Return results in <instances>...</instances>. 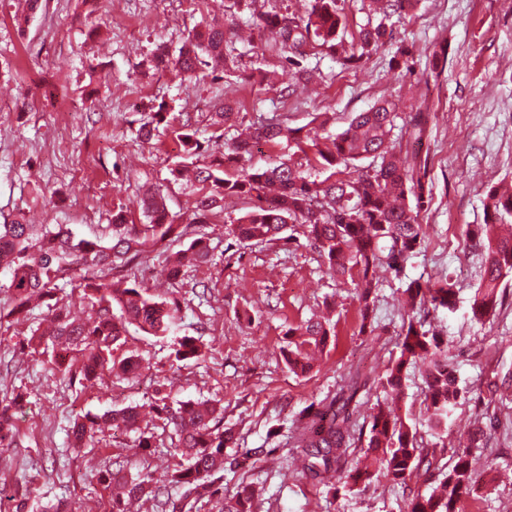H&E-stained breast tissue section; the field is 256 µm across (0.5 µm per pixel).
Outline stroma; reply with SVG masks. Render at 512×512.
I'll return each instance as SVG.
<instances>
[{
  "label": "stroma",
  "instance_id": "obj_1",
  "mask_svg": "<svg viewBox=\"0 0 512 512\" xmlns=\"http://www.w3.org/2000/svg\"><path fill=\"white\" fill-rule=\"evenodd\" d=\"M308 2L242 0L232 8L228 0H40L19 27L21 0H0V222L22 212L90 237L117 207L135 209L141 187L151 185L164 190L175 222L188 223L192 192L168 180L179 159L175 137L138 136L161 101L172 116L190 117L211 151L233 136L210 120L225 100L236 102L246 124L278 114L301 127L329 112L335 132L382 98L430 113L422 146L430 187L421 214L425 239L406 272L424 282L445 275L456 281L455 313L428 306L419 314L452 345L466 390L437 454L453 462L460 437L485 428L473 454L491 466L492 480L465 507L512 512V277L502 283L495 316L473 320L470 301L484 256L466 236L468 225L484 219L485 191L512 183V0H420L362 67L345 70L331 57L309 56L316 79L306 86L258 40L226 43L234 64L220 80L184 81L151 61L157 46L177 52L196 24L244 28L255 14L304 15ZM403 44L412 51L409 69L389 67ZM442 48L445 69L435 75L429 59ZM289 86L292 96L280 98ZM212 230L213 260L182 280L166 276L168 244L147 248L134 268L144 287L178 302L182 334L205 346L199 360L176 361L173 337L133 329L125 348L142 358L138 378L73 386L52 374L45 356L24 348L32 329L44 326L45 307L0 320V407L13 404L20 429L18 445L0 444V486L10 495L33 488L40 502L63 503L68 512H109L98 469L109 463L161 477L180 461L170 427L161 419L149 423L148 452L138 448L136 433L120 428L76 451L67 430L75 417L146 405L162 392L173 403L220 401L237 447L269 448L260 468L224 474L225 492L244 480L261 488L259 512H404L401 488L384 480L346 496L312 485L287 445L293 422L334 395L345 377L366 380L370 393L359 415L367 417L407 317L397 283L380 276L373 329L362 334L354 288L328 273L299 225H289L288 240L254 245L233 243L223 224ZM328 305L336 335L309 375L294 376L283 353L286 332Z\"/></svg>",
  "mask_w": 512,
  "mask_h": 512
}]
</instances>
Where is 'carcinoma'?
<instances>
[{
	"mask_svg": "<svg viewBox=\"0 0 512 512\" xmlns=\"http://www.w3.org/2000/svg\"><path fill=\"white\" fill-rule=\"evenodd\" d=\"M418 4V0H368L366 23L358 36L346 40L348 17L345 0H311L305 17L294 14H264L252 18L250 27L272 32L265 47L272 53L286 51L304 57L313 50L336 58L344 69L366 63L391 34L388 22ZM226 31L218 23L198 25L189 32L175 54L163 49L154 55L158 70H175L185 79L200 78L205 69L228 70L224 56ZM400 113L396 105L381 99L368 109L352 115L347 128L329 134V119L307 128L290 127L274 115L258 121L224 143L217 162L196 165L193 183L199 195L194 201L192 224H176L169 215L160 188L140 194L136 205L145 219L131 224L124 207L112 213V223L94 238L79 237L66 224H28L20 216L0 224V269L10 273L8 288L13 307L8 315L29 311L38 299L53 322L48 332L34 331L27 347L38 352L52 347L55 369L68 382L93 384L104 377L134 378L140 371L139 356L132 351L122 357L114 352L126 343L129 326L150 336H168L179 320L180 308L147 292L126 274L129 265L149 245L185 241L176 261L167 267L169 279L180 278L189 268L211 261L214 246L204 230L218 223L228 197L254 198L260 204L246 212L225 233L240 242H272L282 239L289 224L305 227L304 236L319 253L328 271L351 285L359 302V333L371 325L378 282L375 273L384 269L410 304H429L433 309L452 312L457 304L456 283L450 276L437 282L421 283L408 278L406 265L424 240L421 212L429 203L425 182L426 162L412 153L413 164L403 161L402 142L391 138ZM212 124L232 129L239 124L233 103H222L211 113ZM430 120L427 112L413 109L403 128L407 141L421 143ZM172 128L185 159L206 152L204 143L188 122L171 127L167 104L161 102L141 123L138 136L150 141L160 130ZM286 142L293 154L306 159L308 169L293 159L250 167L234 176L224 171L252 153L260 142ZM327 176L315 178L310 170ZM484 223L473 224L467 236L472 246L485 253L482 281L471 299L475 319L482 321L497 308L498 288L512 274V238L497 235V226L512 218V195L491 187L485 192ZM66 285L88 301L89 317L73 319L69 306L57 293ZM118 305L120 315L113 313ZM335 323L329 318L308 319L288 329L286 362L289 371L304 375L313 368V354L323 351ZM398 354L379 380L386 396L397 398L403 390L407 369L425 365V414L422 427L433 434L448 428V420L459 405L463 389L451 364L450 345L439 333L414 316L402 323ZM177 361L197 360L203 344L194 336H181L173 344ZM360 389L351 380L322 405L302 427L296 438V456L303 461L302 473L333 493H356L385 479L399 486L406 496L407 512H464V502L477 494L481 473L470 448L481 440L479 429L467 445L455 452L452 465L441 463L433 448L423 446V437L412 423L410 413L387 402H377L368 424L358 422L353 401ZM140 405H127L102 415L77 417L72 425L73 445L79 448L107 427L139 430ZM173 425L174 441L183 461L167 475L164 485L182 490L176 503L164 497L152 474L128 475L107 466L98 480L112 490L109 512H125V499L145 498L156 512H201L208 506L217 512H256L254 492L249 485L234 495H224V448L233 443V433L224 428L223 408L208 400L182 401L178 407H161ZM14 415L0 409V439L15 438ZM360 442L363 453L374 456L378 468L360 465L351 451ZM268 455L264 448H245L233 458L237 468L255 467ZM432 480L429 493L413 485L414 480Z\"/></svg>",
	"mask_w": 512,
	"mask_h": 512,
	"instance_id": "cac0c4a2",
	"label": "carcinoma"
}]
</instances>
